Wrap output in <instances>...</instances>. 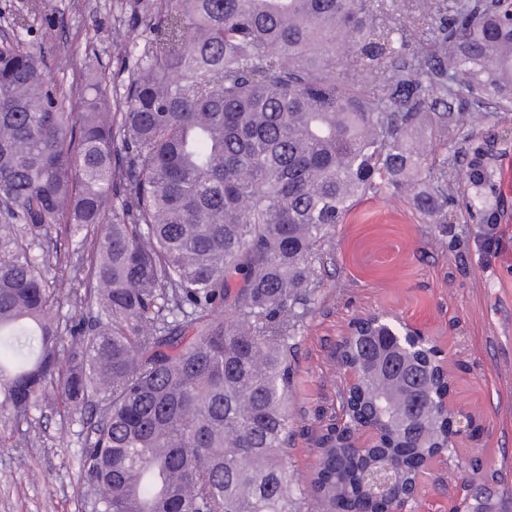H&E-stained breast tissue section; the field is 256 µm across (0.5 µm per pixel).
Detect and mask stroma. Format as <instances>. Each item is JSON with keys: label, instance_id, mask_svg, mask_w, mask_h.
Instances as JSON below:
<instances>
[{"label": "stroma", "instance_id": "1", "mask_svg": "<svg viewBox=\"0 0 512 512\" xmlns=\"http://www.w3.org/2000/svg\"><path fill=\"white\" fill-rule=\"evenodd\" d=\"M132 2L0 0V27L29 24L28 44L48 50L52 75L80 88L88 73L109 80L125 70L120 42ZM497 168L506 205L499 224L462 221L442 232L401 196L363 200L332 232L331 261L292 360L295 436L286 458L299 478L314 471L315 441L336 418L345 382L336 344L375 313L425 330L448 366L451 402L476 425L455 449L482 468L437 466L414 512H448L461 483L494 476L512 489V150ZM84 435L80 418L47 409L28 424L0 404V512H92L79 479Z\"/></svg>", "mask_w": 512, "mask_h": 512}]
</instances>
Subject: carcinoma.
I'll return each instance as SVG.
<instances>
[{
    "mask_svg": "<svg viewBox=\"0 0 512 512\" xmlns=\"http://www.w3.org/2000/svg\"><path fill=\"white\" fill-rule=\"evenodd\" d=\"M423 6L437 27L386 0H156L124 31L118 91L92 75L75 93L19 29L0 40V396L23 420L95 409L94 512L370 510L378 462L402 480L417 456L479 464L448 446L438 361L375 319L341 358L386 440L359 455L327 428L305 485L285 457L331 229L364 198L409 195L429 224L500 216L512 138L475 128L512 112V0ZM459 131L437 160L416 142ZM502 495L471 489L472 512Z\"/></svg>",
    "mask_w": 512,
    "mask_h": 512,
    "instance_id": "1",
    "label": "carcinoma"
}]
</instances>
